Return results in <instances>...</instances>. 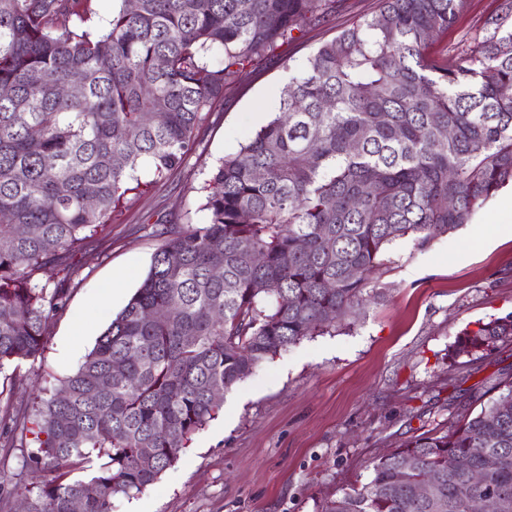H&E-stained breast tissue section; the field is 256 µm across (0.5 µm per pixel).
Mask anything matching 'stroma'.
Returning <instances> with one entry per match:
<instances>
[{"label":"stroma","instance_id":"35a3bbf8","mask_svg":"<svg viewBox=\"0 0 512 512\" xmlns=\"http://www.w3.org/2000/svg\"><path fill=\"white\" fill-rule=\"evenodd\" d=\"M499 6L469 0L434 51L467 49ZM376 9L377 0H341L327 23L245 69L184 164L129 195L78 254L42 354L0 373V421L78 367L139 287L163 231L204 223L206 180L277 112V89L321 42ZM495 208L488 199L469 224L425 248L391 245L362 315L304 338L234 385L178 463L143 493L116 498L114 512H316L334 491L365 483L370 459L479 412L488 390L512 379V341L458 357L452 346L462 330L512 314V238L496 234ZM118 272L121 291L102 298ZM77 326L83 336H73Z\"/></svg>","mask_w":512,"mask_h":512}]
</instances>
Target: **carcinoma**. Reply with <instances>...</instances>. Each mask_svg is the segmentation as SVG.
Returning <instances> with one entry per match:
<instances>
[{
    "label": "carcinoma",
    "instance_id": "1",
    "mask_svg": "<svg viewBox=\"0 0 512 512\" xmlns=\"http://www.w3.org/2000/svg\"><path fill=\"white\" fill-rule=\"evenodd\" d=\"M92 2L0 0V371L41 354L75 255L149 185L141 168H179L240 73L339 0H112L104 28H76ZM467 2L379 0L307 57L277 115L214 169L206 221L173 232L79 367L9 418L41 481L33 494L0 475V512L77 498L112 512L177 464L215 394L361 314L390 245L427 246L512 183V0L467 51H432ZM48 264L63 272L52 288L37 279ZM503 339L512 314L462 331L453 354ZM369 470L318 512H468L480 495L512 512V381ZM429 472L440 507L414 493Z\"/></svg>",
    "mask_w": 512,
    "mask_h": 512
}]
</instances>
